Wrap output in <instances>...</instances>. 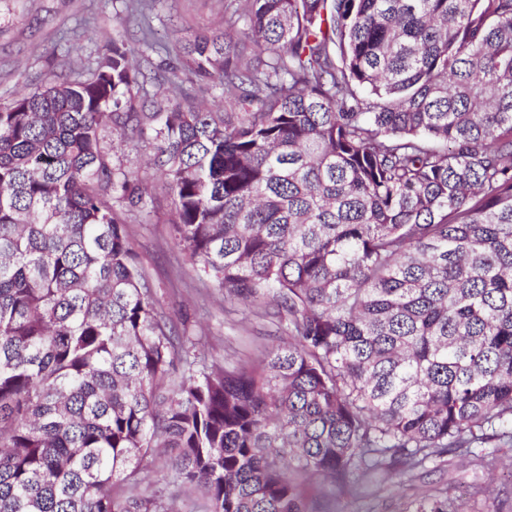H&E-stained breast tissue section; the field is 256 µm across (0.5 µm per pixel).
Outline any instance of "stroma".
I'll use <instances>...</instances> for the list:
<instances>
[{
  "instance_id": "stroma-1",
  "label": "stroma",
  "mask_w": 512,
  "mask_h": 512,
  "mask_svg": "<svg viewBox=\"0 0 512 512\" xmlns=\"http://www.w3.org/2000/svg\"><path fill=\"white\" fill-rule=\"evenodd\" d=\"M223 23L224 0H157L151 18L157 38L166 43L188 41ZM115 36L132 46L141 38L127 20L126 0H0V103L27 84L88 73ZM152 201L150 221L126 217L132 248L173 334L191 344L195 370L254 358L273 342L270 325L251 307L224 299L183 260L167 222L169 198L157 180ZM140 478L138 492L161 495L177 512H205V499L186 496L164 459L147 464ZM449 485L467 512H512V446L494 449L482 465L470 456L448 455L406 474L373 471L350 490L335 489L320 476L303 481L309 512H412L416 500Z\"/></svg>"
}]
</instances>
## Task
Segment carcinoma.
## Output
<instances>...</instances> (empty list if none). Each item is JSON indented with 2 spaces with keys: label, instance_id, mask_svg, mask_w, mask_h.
<instances>
[{
  "label": "carcinoma",
  "instance_id": "cac0c4a2",
  "mask_svg": "<svg viewBox=\"0 0 512 512\" xmlns=\"http://www.w3.org/2000/svg\"><path fill=\"white\" fill-rule=\"evenodd\" d=\"M154 2L141 53L0 107V512H176L129 494L155 455L206 512H307L286 455L345 484L511 444L512 0H225L145 100ZM107 130L151 142L174 245L279 343L193 373ZM151 58L156 64L160 65L158 70L160 77L158 80L149 81L141 91V96L151 98L155 94L161 95L165 93L169 86V79H174V73L177 74L180 79L187 77L188 63L185 58L179 60L168 59L165 56H157L155 53H151Z\"/></svg>",
  "mask_w": 512,
  "mask_h": 512
}]
</instances>
